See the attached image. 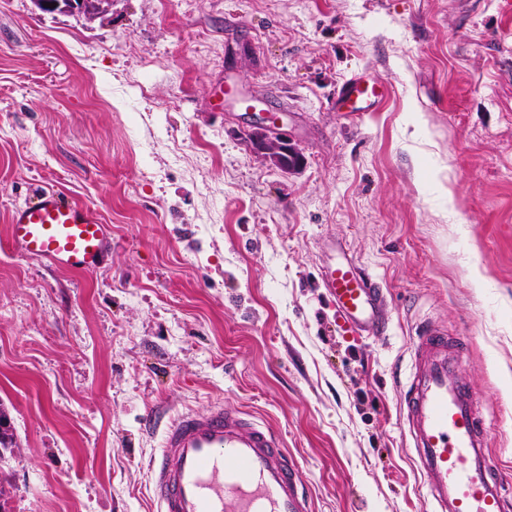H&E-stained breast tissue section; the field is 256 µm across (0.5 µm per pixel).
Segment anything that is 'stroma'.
<instances>
[{"instance_id":"obj_1","label":"stroma","mask_w":512,"mask_h":512,"mask_svg":"<svg viewBox=\"0 0 512 512\" xmlns=\"http://www.w3.org/2000/svg\"><path fill=\"white\" fill-rule=\"evenodd\" d=\"M359 73L388 97L337 111ZM251 96L300 170L247 146ZM41 187L107 224L95 270L13 251ZM340 249L383 288L385 334L337 320L320 271ZM422 320L462 343L512 498L503 0H112L91 24L0 0L7 512H157L166 424L217 404L281 436L314 512H430L397 384Z\"/></svg>"}]
</instances>
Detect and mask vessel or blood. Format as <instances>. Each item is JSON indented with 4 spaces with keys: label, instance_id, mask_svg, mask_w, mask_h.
Listing matches in <instances>:
<instances>
[{
    "label": "vessel or blood",
    "instance_id": "vessel-or-blood-1",
    "mask_svg": "<svg viewBox=\"0 0 512 512\" xmlns=\"http://www.w3.org/2000/svg\"><path fill=\"white\" fill-rule=\"evenodd\" d=\"M386 93L375 80L355 76L338 88L336 104L369 112ZM10 241L21 254L84 271L96 268L110 246L99 216L54 189L12 211ZM321 279L344 328L383 329V292L352 256L338 252ZM415 336L403 381L402 424L432 512H506L503 489L486 459L489 431L460 379V360L449 351L446 332L422 323ZM152 471L158 512H312L300 471L277 432L220 404L171 420Z\"/></svg>",
    "mask_w": 512,
    "mask_h": 512
}]
</instances>
